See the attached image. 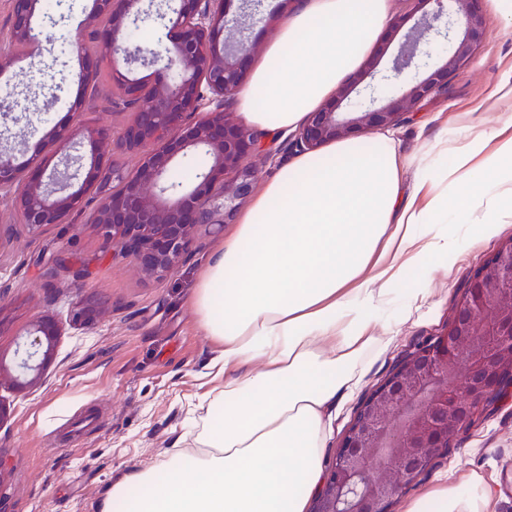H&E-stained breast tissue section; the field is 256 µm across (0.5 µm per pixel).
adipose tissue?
I'll list each match as a JSON object with an SVG mask.
<instances>
[{
    "instance_id": "1",
    "label": "adipose tissue",
    "mask_w": 512,
    "mask_h": 512,
    "mask_svg": "<svg viewBox=\"0 0 512 512\" xmlns=\"http://www.w3.org/2000/svg\"><path fill=\"white\" fill-rule=\"evenodd\" d=\"M389 0H308L282 26L239 94L244 118L298 126L335 92L388 22ZM423 181L453 180L427 202L403 189L391 139L334 142L282 166L204 270L198 320L224 349V383L199 403L192 446L118 476L100 512H306L324 474L326 421L392 334L373 322L410 269L427 276L460 248L447 223L492 235L512 216V137L474 136ZM499 486L470 475L405 512H489Z\"/></svg>"
}]
</instances>
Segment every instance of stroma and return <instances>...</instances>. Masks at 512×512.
<instances>
[{
	"instance_id": "obj_1",
	"label": "stroma",
	"mask_w": 512,
	"mask_h": 512,
	"mask_svg": "<svg viewBox=\"0 0 512 512\" xmlns=\"http://www.w3.org/2000/svg\"><path fill=\"white\" fill-rule=\"evenodd\" d=\"M479 6L490 23L450 75L447 98L391 130L405 185H413L423 167L451 163L473 133L512 129V98L487 99L497 86L512 83V25L492 0ZM93 7L94 0H57L42 10L38 52L0 77L10 93L1 106L0 145L25 149L51 167L70 149L69 141L53 140L56 129L101 125L109 140H118L131 115L108 109L111 77L101 78L92 109L71 110L83 96L85 60L70 42ZM237 221L233 214L220 227L195 226L192 254L159 279L113 255L87 214L34 228L22 223L10 198L0 197V357L14 362L24 332L39 318H55L60 327L56 357L40 380L19 391L11 375L0 376V403L9 409L0 424V512H99L117 476L154 467L166 450L180 447L191 403L221 383L213 364L223 346L198 326L195 285ZM450 230L465 245L453 265L422 280L426 293L412 298V317L401 319L393 310L374 323V333L387 327L395 340L373 357L365 382L337 407L327 456L335 455L372 390L406 352L448 322L475 272L512 240V218L489 239L472 237L464 224ZM62 251L75 257L74 268L54 265ZM81 298L103 302L97 330L71 322L68 307ZM447 473L496 480L503 494L494 512H512V399L462 434L449 456L396 497L389 512H402L405 502Z\"/></svg>"
}]
</instances>
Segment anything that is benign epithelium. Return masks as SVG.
I'll use <instances>...</instances> for the list:
<instances>
[{
  "label": "benign epithelium",
  "mask_w": 512,
  "mask_h": 512,
  "mask_svg": "<svg viewBox=\"0 0 512 512\" xmlns=\"http://www.w3.org/2000/svg\"><path fill=\"white\" fill-rule=\"evenodd\" d=\"M165 12V38L129 46L128 32L150 15L153 2L96 0L76 32L75 46L85 50L93 38L107 55L128 63L157 67L150 84L112 72L110 109L132 119L118 147L143 156L132 172L91 158L87 178L83 141L106 137L100 127L82 133L60 130L72 149L48 169L35 158L0 150V195L12 199L22 223L31 227L64 224L89 188L95 189L91 223L101 236L152 275L175 273L198 224H222L232 202L248 193L244 163L272 151L265 134L233 118L232 107L247 76L246 62L256 52L250 30L262 14L263 0H174ZM419 15L403 35L391 65L370 69L338 91L351 111L326 104L308 114L294 141L301 151L343 139L364 129L398 126L427 101L443 96L448 76L466 61L490 18L477 0H413ZM9 45L0 49V74L29 57L38 42L33 18L43 0H10ZM235 41L220 39L224 31ZM441 65L426 77L412 74ZM89 65L81 84L97 91L101 57L86 53ZM200 150L210 163L194 169L189 180L170 177L174 162ZM102 302L80 299L72 321L86 329L98 323ZM58 336L49 319L27 332L16 368L23 388L49 366ZM512 397V241L473 277L446 327L421 340L394 372L365 400L329 464L313 512H389L393 498L426 476L448 455L460 435L480 417H489Z\"/></svg>",
  "instance_id": "benign-epithelium-1"
}]
</instances>
